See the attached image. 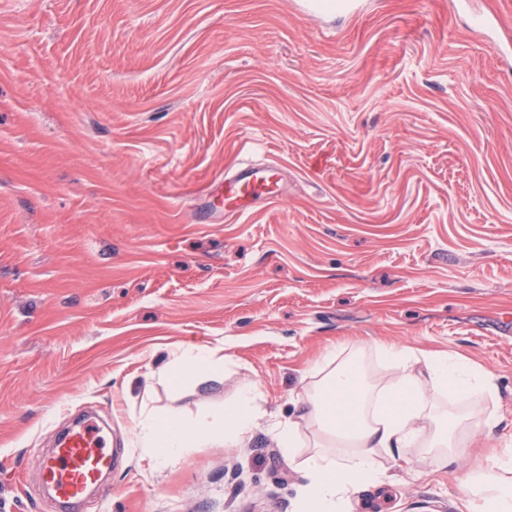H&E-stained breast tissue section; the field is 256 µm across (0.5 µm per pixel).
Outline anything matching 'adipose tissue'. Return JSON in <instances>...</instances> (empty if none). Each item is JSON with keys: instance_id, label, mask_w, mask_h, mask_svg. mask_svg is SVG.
Masks as SVG:
<instances>
[{"instance_id": "adipose-tissue-1", "label": "adipose tissue", "mask_w": 512, "mask_h": 512, "mask_svg": "<svg viewBox=\"0 0 512 512\" xmlns=\"http://www.w3.org/2000/svg\"><path fill=\"white\" fill-rule=\"evenodd\" d=\"M378 352L395 371L387 383L379 386L366 380L358 353L330 352L315 367V382L297 396L299 421L280 427V443L288 453L300 443L299 426H307L313 434L303 512H338L352 488L380 481V451L393 449L406 455L426 426L431 429L429 446L437 463L455 464L469 448L464 420L432 413V406L445 396L465 400L474 389L491 396L497 393L492 371L453 354L420 355L392 345L380 346ZM419 361L426 364L428 380H421L412 369ZM223 371L222 361L211 352L185 351L170 361L166 380L177 390L188 377L202 374L216 379ZM211 431L205 421L190 423L174 412L151 413L141 420L136 439L161 463L184 455ZM461 486L467 502L512 512V459L490 454L462 477Z\"/></svg>"}]
</instances>
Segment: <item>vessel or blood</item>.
Listing matches in <instances>:
<instances>
[{"instance_id":"vessel-or-blood-1","label":"vessel or blood","mask_w":512,"mask_h":512,"mask_svg":"<svg viewBox=\"0 0 512 512\" xmlns=\"http://www.w3.org/2000/svg\"><path fill=\"white\" fill-rule=\"evenodd\" d=\"M274 176L269 168L241 162L224 174V210L230 214L248 211L259 190H270ZM112 456L98 425L82 422L72 428L51 455L40 462L46 486L65 502L82 500L87 488L94 484Z\"/></svg>"}]
</instances>
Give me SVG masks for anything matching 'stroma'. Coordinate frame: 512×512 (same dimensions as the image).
Here are the masks:
<instances>
[{"mask_svg":"<svg viewBox=\"0 0 512 512\" xmlns=\"http://www.w3.org/2000/svg\"><path fill=\"white\" fill-rule=\"evenodd\" d=\"M241 160L280 198L228 219L208 186ZM357 343L373 383L382 343L493 371L439 406L512 451V0H0V512H60L39 460L81 412L116 464L80 512H301L312 433L287 455L276 427ZM197 348L222 377L169 389ZM245 386L237 443L137 447L145 415L220 420ZM378 464L341 512H462L475 459Z\"/></svg>","mask_w":512,"mask_h":512,"instance_id":"1","label":"stroma"}]
</instances>
